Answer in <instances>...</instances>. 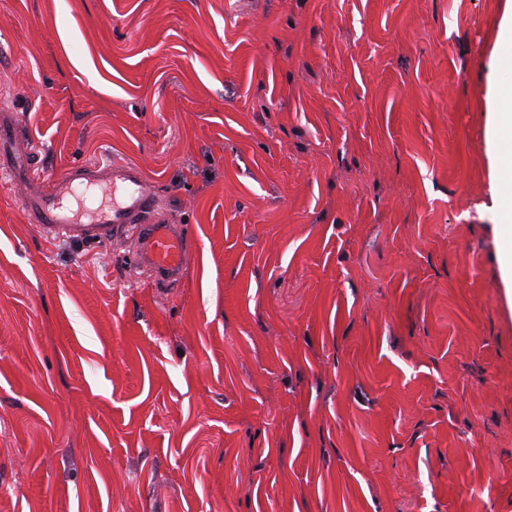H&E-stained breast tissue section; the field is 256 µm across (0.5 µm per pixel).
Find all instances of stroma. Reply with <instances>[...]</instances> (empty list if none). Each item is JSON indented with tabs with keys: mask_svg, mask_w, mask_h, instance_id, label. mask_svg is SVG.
Listing matches in <instances>:
<instances>
[{
	"mask_svg": "<svg viewBox=\"0 0 512 512\" xmlns=\"http://www.w3.org/2000/svg\"><path fill=\"white\" fill-rule=\"evenodd\" d=\"M507 0H0L56 180L138 163L189 255L0 183V512H512L488 96Z\"/></svg>",
	"mask_w": 512,
	"mask_h": 512,
	"instance_id": "1",
	"label": "stroma"
}]
</instances>
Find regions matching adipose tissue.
I'll use <instances>...</instances> for the list:
<instances>
[{
	"label": "adipose tissue",
	"mask_w": 512,
	"mask_h": 512,
	"mask_svg": "<svg viewBox=\"0 0 512 512\" xmlns=\"http://www.w3.org/2000/svg\"><path fill=\"white\" fill-rule=\"evenodd\" d=\"M488 106L487 139L499 162L498 198L506 241L504 261L506 268L512 270V86L495 85Z\"/></svg>",
	"instance_id": "ef3b65f1"
}]
</instances>
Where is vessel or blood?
Instances as JSON below:
<instances>
[{"label": "vessel or blood", "instance_id": "vessel-or-blood-1", "mask_svg": "<svg viewBox=\"0 0 512 512\" xmlns=\"http://www.w3.org/2000/svg\"><path fill=\"white\" fill-rule=\"evenodd\" d=\"M22 137L15 119L0 120V174L26 175L22 204L41 234L81 243L131 242L136 265L154 283L180 281L186 259L183 227L159 215L157 196L140 166L117 159L96 162L69 170L54 183L44 177L39 154L21 147ZM81 188L101 198L83 216L63 202L66 192Z\"/></svg>", "mask_w": 512, "mask_h": 512}]
</instances>
